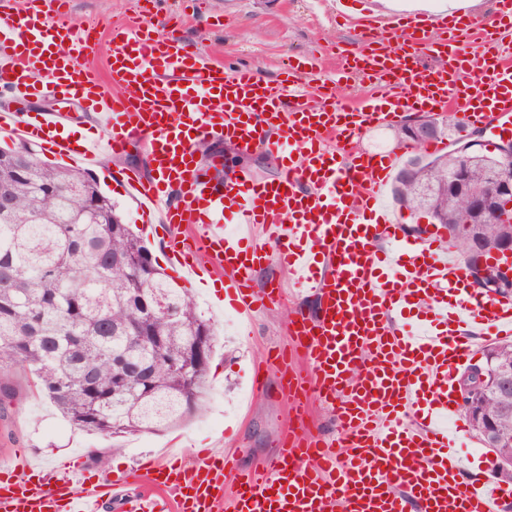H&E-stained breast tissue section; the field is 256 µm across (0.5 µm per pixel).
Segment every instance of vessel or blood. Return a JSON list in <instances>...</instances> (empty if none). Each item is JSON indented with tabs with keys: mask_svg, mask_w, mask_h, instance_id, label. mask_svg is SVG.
<instances>
[{
	"mask_svg": "<svg viewBox=\"0 0 512 512\" xmlns=\"http://www.w3.org/2000/svg\"><path fill=\"white\" fill-rule=\"evenodd\" d=\"M11 2L0 15V90L14 104L0 107L1 133L88 165L143 146L148 168L124 172L123 188L137 198L143 232L164 231L184 280L200 289L223 283L225 304L241 313L273 309L284 299L280 280L252 288L257 269L273 264L318 303L315 315L299 309L288 320L307 371L279 348L253 379L272 369L287 375L285 396L299 389L306 397L296 418L317 398L330 430L284 434L271 459L246 471L210 452L192 464L148 462L153 493L126 498L120 512H512V487L461 481L463 462L442 424L462 417L452 385L475 350L474 330L511 336L512 300L470 288L465 264L439 238L406 236L384 203L400 154L363 144L423 108H452L493 139L512 136V0H496L500 21L490 25L365 16L362 28L378 41L359 71L383 88L349 105L302 93L300 68L270 83L137 26L109 32L104 74L86 60L89 37L73 32L64 0H53L51 23L35 0ZM472 37L481 52L456 66L423 57ZM48 95L79 98L104 136L73 138L70 115L29 110ZM214 140L271 153L279 176L242 169L214 185L207 171L223 170V157L204 162L198 150ZM228 218L237 233L225 234ZM382 239L397 249L379 252ZM110 490L81 461L19 454L0 467V512H103Z\"/></svg>",
	"mask_w": 512,
	"mask_h": 512,
	"instance_id": "1",
	"label": "vessel or blood"
}]
</instances>
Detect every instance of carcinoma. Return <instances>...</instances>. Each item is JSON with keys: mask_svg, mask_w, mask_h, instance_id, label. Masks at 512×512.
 Returning a JSON list of instances; mask_svg holds the SVG:
<instances>
[{"mask_svg": "<svg viewBox=\"0 0 512 512\" xmlns=\"http://www.w3.org/2000/svg\"><path fill=\"white\" fill-rule=\"evenodd\" d=\"M496 162L450 150L411 159L397 178L401 205L446 228L470 270L512 238V209L491 216L468 202L490 191ZM454 175L466 195L448 189ZM212 335L193 295L161 272L91 175L25 146L0 150L1 405L18 395L13 376L21 369L87 432L123 437L177 425L198 412L210 387L209 362H192V342ZM136 336L162 344H138ZM484 352L512 367L511 341ZM187 362L185 374L173 370ZM489 411L497 453L512 457V393Z\"/></svg>", "mask_w": 512, "mask_h": 512, "instance_id": "1", "label": "carcinoma"}]
</instances>
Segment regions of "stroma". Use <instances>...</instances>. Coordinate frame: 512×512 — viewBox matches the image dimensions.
<instances>
[{
	"label": "stroma",
	"instance_id": "stroma-1",
	"mask_svg": "<svg viewBox=\"0 0 512 512\" xmlns=\"http://www.w3.org/2000/svg\"><path fill=\"white\" fill-rule=\"evenodd\" d=\"M75 28L97 24L107 31L132 23L162 37L176 36L188 51L220 57L228 65L246 67L266 81H275L283 63H301L306 81L335 83L342 101L364 98L369 87L358 77H345L340 62L360 48L353 22L383 8L407 17L447 13L449 0H346V19L337 20L334 0H68ZM141 151L104 157L91 168L101 191L116 203L125 223L140 229L137 201L125 193L122 174L144 163ZM196 300L217 334L210 360L211 386L204 409L184 425L119 439L73 427L36 391L24 373H16L20 396L0 417V465L15 454L41 460L83 458L95 463L107 454L109 472H130L162 448L179 443L185 454L201 448L230 453L243 468L269 457L284 428L292 424L290 404L278 372H269L266 386L252 395V365L271 347L288 344L286 319L260 310L252 319L229 320L210 293Z\"/></svg>",
	"mask_w": 512,
	"mask_h": 512
}]
</instances>
